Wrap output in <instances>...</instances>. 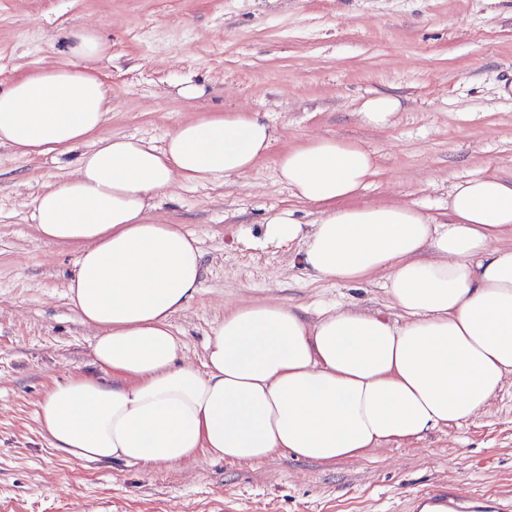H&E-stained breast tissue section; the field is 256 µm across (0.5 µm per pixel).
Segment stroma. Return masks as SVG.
Wrapping results in <instances>:
<instances>
[{
  "label": "stroma",
  "instance_id": "stroma-1",
  "mask_svg": "<svg viewBox=\"0 0 512 512\" xmlns=\"http://www.w3.org/2000/svg\"><path fill=\"white\" fill-rule=\"evenodd\" d=\"M83 28L111 52L99 70L112 95L101 137L160 145L180 121L239 108L278 131L246 175L155 199L202 251L199 291L171 320L194 364L228 304L392 311L383 274L317 280L300 268L298 244L265 242L272 214L317 217L277 180L288 148L318 136L358 143L378 163L360 202L435 215L459 181L512 179V0H0V85L63 61ZM185 79L205 96L171 94ZM375 94L403 102L389 128L357 118ZM75 158L0 146V512H420L426 493L451 490L512 512V378L473 420L336 463L276 454L157 468L76 462L52 448L39 403L53 384L93 371V334L67 298L78 247L39 238L31 212Z\"/></svg>",
  "mask_w": 512,
  "mask_h": 512
}]
</instances>
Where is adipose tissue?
Segmentation results:
<instances>
[{
    "label": "adipose tissue",
    "instance_id": "adipose-tissue-1",
    "mask_svg": "<svg viewBox=\"0 0 512 512\" xmlns=\"http://www.w3.org/2000/svg\"><path fill=\"white\" fill-rule=\"evenodd\" d=\"M67 54L0 87V146L22 156L81 150L32 213L40 238L79 247L68 298L96 331L95 372L56 384L40 404L53 448L155 466L279 452L336 462L472 420L512 377V246L502 244L512 238V180L455 184L444 221L411 205H359L375 159L335 138L279 157L278 181L318 216L275 214L264 239L298 243L300 267L320 280L385 273L393 315L237 305L208 333L202 367L187 362L170 320L198 292L202 253L180 225L152 217L153 200L247 173L276 131L256 112H217L179 123L161 146L99 138L112 114L96 74L109 47L84 29Z\"/></svg>",
    "mask_w": 512,
    "mask_h": 512
}]
</instances>
